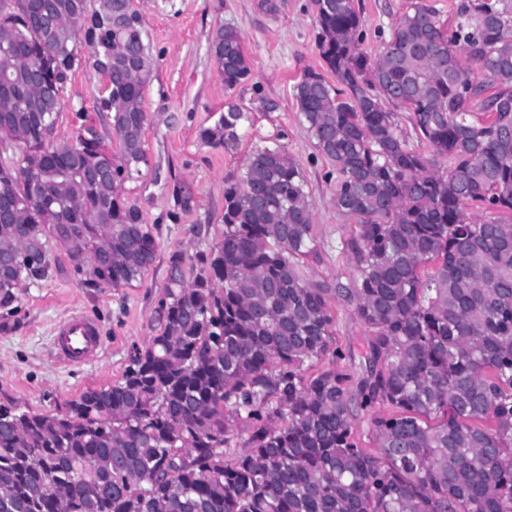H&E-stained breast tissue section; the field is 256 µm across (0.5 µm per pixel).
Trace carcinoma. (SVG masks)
Returning <instances> with one entry per match:
<instances>
[{"label": "carcinoma", "mask_w": 512, "mask_h": 512, "mask_svg": "<svg viewBox=\"0 0 512 512\" xmlns=\"http://www.w3.org/2000/svg\"><path fill=\"white\" fill-rule=\"evenodd\" d=\"M314 6L326 71L293 98L357 220L353 287L302 276L301 166L257 148L224 187L220 242L171 254L119 381L55 413L0 404V512H59L74 482L66 512H512V0H455L451 26L415 0L373 56L354 0ZM82 46L115 136L81 115L58 144ZM210 50L225 89L251 79L236 28ZM152 72L133 0H0V142L19 149L0 159V309L52 277L55 245L90 288L155 260L159 225L123 196L148 164ZM248 119L231 104L199 139L232 149ZM335 302L370 332L358 373Z\"/></svg>", "instance_id": "cac0c4a2"}]
</instances>
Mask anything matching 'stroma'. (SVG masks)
Returning a JSON list of instances; mask_svg holds the SVG:
<instances>
[{"instance_id": "obj_1", "label": "stroma", "mask_w": 512, "mask_h": 512, "mask_svg": "<svg viewBox=\"0 0 512 512\" xmlns=\"http://www.w3.org/2000/svg\"><path fill=\"white\" fill-rule=\"evenodd\" d=\"M412 0H355L363 20L365 51L380 48L389 30ZM278 9H261L260 0H136L150 45L153 74L144 92L148 114L144 141L148 159L141 177L126 183L125 197L141 209L145 223L160 227L156 259L132 285L95 289L81 285L66 250L55 247L59 269L53 277L21 289L12 313L0 315V403L36 413L63 408L84 391L120 379L134 346L152 332L153 314L164 294L172 252L210 250L224 230V186L241 176L253 150L280 144L300 164L314 205L315 250L301 265L307 278L353 284L356 271L345 244L355 221L333 205L330 162L315 146L292 96V86L310 67L322 68L314 43L316 14L312 0H277ZM221 26L237 28L251 61L254 79L225 90L209 44ZM103 81L89 57H82L64 91L57 120V142L71 141L79 114L94 115ZM277 102L260 109L257 95ZM249 108L251 120L240 130L236 149L204 145L201 128L210 126L228 105ZM194 196L192 210L180 211L174 187ZM73 314L99 325V360L65 364L58 360L53 329Z\"/></svg>"}]
</instances>
